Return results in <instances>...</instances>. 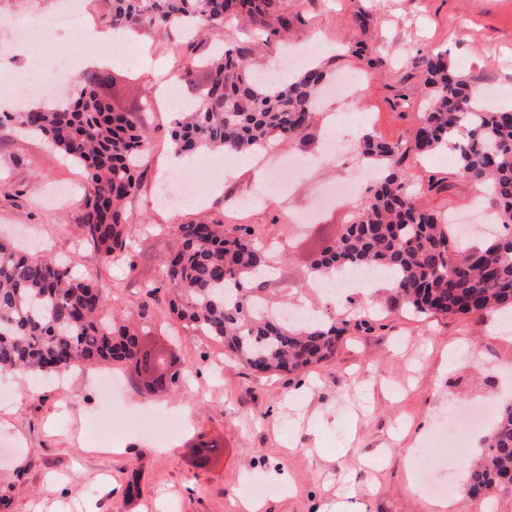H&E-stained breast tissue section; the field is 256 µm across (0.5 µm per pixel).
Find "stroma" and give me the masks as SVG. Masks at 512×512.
Segmentation results:
<instances>
[{
  "label": "stroma",
  "mask_w": 512,
  "mask_h": 512,
  "mask_svg": "<svg viewBox=\"0 0 512 512\" xmlns=\"http://www.w3.org/2000/svg\"><path fill=\"white\" fill-rule=\"evenodd\" d=\"M292 22L260 57L261 65L293 68L287 48L328 50L319 60L330 75L363 79L346 134L371 130L389 140L412 136L422 109L415 61L444 50L452 66L475 86L496 88L512 104V0H277ZM125 50L97 55L59 29L52 46L11 45L0 31V67L10 83L58 59H84L86 68L108 67L112 84L100 94L148 129L152 151L141 191L127 205L130 249L102 264L75 224L83 173L51 143L0 130V234L22 246L50 251L81 274L97 279L109 314L145 313L149 347L162 351L179 373L180 386L148 392L132 367L115 364L67 375L53 384L17 376L0 387V512H236V497L252 483L271 484L265 512H432L430 499L412 491L408 475L415 449L436 455L434 431L454 403L497 399L504 368L512 369V329L491 333L492 316L481 319L424 317L392 304L391 290L373 288L378 311L371 329L342 336L334 358L300 375L257 376L224 357L209 341L172 315L164 295L147 296L146 282H162V261L178 244V225L201 219L248 224L277 245L266 282L273 309L289 304L306 311L344 313L342 302L306 286L311 261L349 223L354 207L322 210L309 224L297 214L313 189L343 176V169L312 162L328 132L316 122L304 141H284V155L307 164L287 193L238 216L229 200L250 193L260 173L251 155L238 156L229 179L206 207L175 210L158 205V179L171 169L174 113L145 108L156 89L187 54L180 33L156 28L121 35ZM383 57L385 67L369 65ZM408 96L406 115L397 102ZM428 204L453 214L472 211L475 229L491 218L488 198L464 180L433 194ZM457 348L449 359V348ZM122 382L121 405L149 413L159 425L175 421L165 441L129 432L97 450L92 420L105 405L97 381ZM217 445L201 464L198 435ZM288 473L297 487L286 495L272 474ZM138 475L139 489L127 482Z\"/></svg>",
  "instance_id": "obj_1"
}]
</instances>
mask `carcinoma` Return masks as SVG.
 <instances>
[{
  "instance_id": "obj_1",
  "label": "carcinoma",
  "mask_w": 512,
  "mask_h": 512,
  "mask_svg": "<svg viewBox=\"0 0 512 512\" xmlns=\"http://www.w3.org/2000/svg\"><path fill=\"white\" fill-rule=\"evenodd\" d=\"M275 0H106L99 16L113 31L164 27L192 34L207 31L224 40V20L244 12L257 39L270 42L290 24ZM251 49L225 43L203 58H185L179 78L197 67L208 74L201 105L182 112L170 131L174 154L191 157L222 150L239 155L263 151L283 140H302L313 125L315 103L326 72L310 63L288 84L258 80L248 61ZM426 106L409 141L363 134L358 151L379 171L350 224L310 265V278L325 283L344 271L380 269L390 275L395 300L416 314L481 318L512 315V108L486 106L474 84L459 75L439 51L421 58ZM109 72L80 74L79 97L67 108L31 107L0 114L10 124L44 136L84 172L86 188L77 224L100 260L110 262L129 247L123 205L142 188L140 163L150 154L145 128L128 112H116L98 93ZM448 150L451 176L471 182L496 204L502 231L482 245L455 237L448 214L423 203V196L449 188L432 178L414 190L409 159ZM180 246L164 263L165 279L147 293L167 289L172 314L194 330L224 343L227 356L254 373H299L333 358L349 330H367L354 316L295 323L269 310L264 282L270 264L266 244L244 224L198 221L177 228ZM104 299L97 280L70 265L29 255L0 240V371L38 380L95 363H124L152 388L176 382L162 372L140 330L101 316ZM465 496L484 499L512 487V405L496 412L479 456L467 463Z\"/></svg>"
}]
</instances>
